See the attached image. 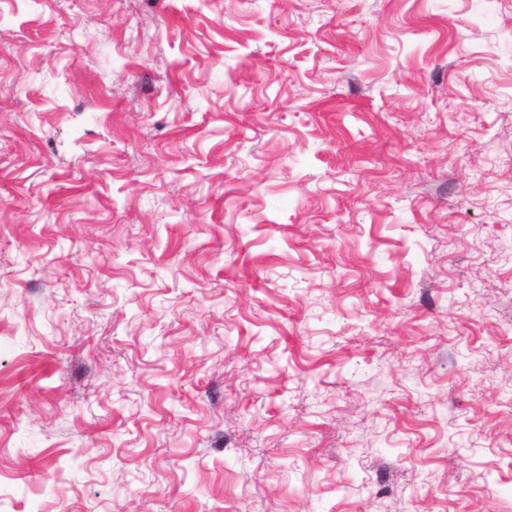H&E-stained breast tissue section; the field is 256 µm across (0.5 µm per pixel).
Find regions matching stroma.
<instances>
[{"mask_svg": "<svg viewBox=\"0 0 512 512\" xmlns=\"http://www.w3.org/2000/svg\"><path fill=\"white\" fill-rule=\"evenodd\" d=\"M0 512H512V0H0Z\"/></svg>", "mask_w": 512, "mask_h": 512, "instance_id": "35a3bbf8", "label": "stroma"}]
</instances>
